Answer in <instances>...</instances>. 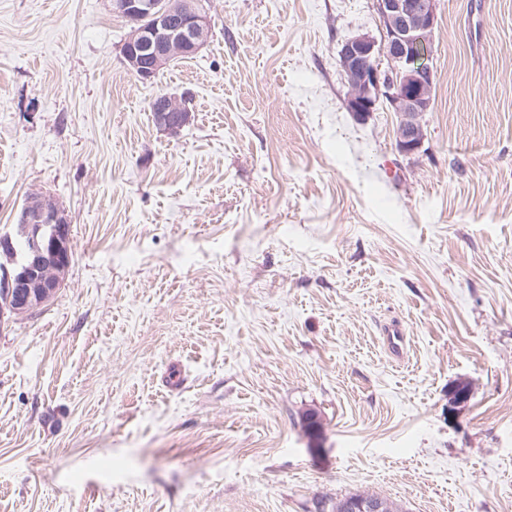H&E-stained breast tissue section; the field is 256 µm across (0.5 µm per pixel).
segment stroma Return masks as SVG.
<instances>
[{
    "mask_svg": "<svg viewBox=\"0 0 512 512\" xmlns=\"http://www.w3.org/2000/svg\"><path fill=\"white\" fill-rule=\"evenodd\" d=\"M208 5L143 83L109 0H0V227L40 193L73 244L0 318V512H512V0H436L411 156L343 101L373 0ZM151 112L157 127L169 135H175L181 131L189 124L192 117L185 101L168 93H161L153 99ZM384 346L392 359L400 361L405 357L408 339L405 329L397 319L382 328ZM340 505L341 512H388L392 509L390 502L382 497H346L336 503V512H340Z\"/></svg>",
    "mask_w": 512,
    "mask_h": 512,
    "instance_id": "1",
    "label": "stroma"
}]
</instances>
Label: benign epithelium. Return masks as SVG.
Segmentation results:
<instances>
[{
  "label": "benign epithelium",
  "mask_w": 512,
  "mask_h": 512,
  "mask_svg": "<svg viewBox=\"0 0 512 512\" xmlns=\"http://www.w3.org/2000/svg\"><path fill=\"white\" fill-rule=\"evenodd\" d=\"M381 34L345 39L339 67L347 88V111L360 122L386 106L398 120L397 150L417 152L424 140V116L432 105L431 61L437 27L435 0H373ZM112 12L132 24L121 48L127 70L142 82L181 56H193L212 30L202 0H111ZM157 127L175 135L189 124L191 111L175 95L161 93L151 103ZM51 232H44V227ZM0 297L11 313L31 314L62 287L72 262L71 219L59 204L30 196L13 224L0 230ZM382 497L343 499L341 512H390Z\"/></svg>",
  "instance_id": "7a95c632"
}]
</instances>
